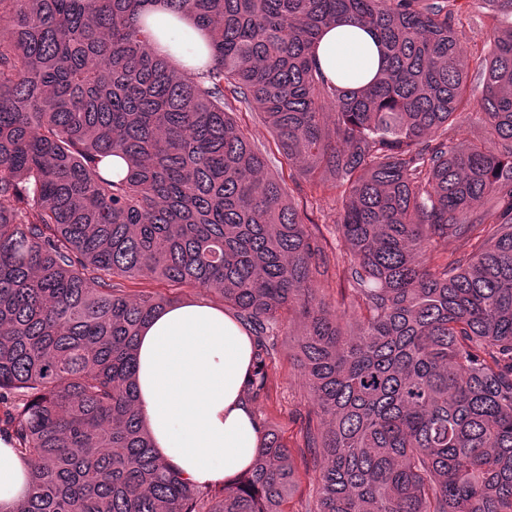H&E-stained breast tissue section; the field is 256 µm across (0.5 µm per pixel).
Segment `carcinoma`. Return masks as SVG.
<instances>
[{
	"mask_svg": "<svg viewBox=\"0 0 512 512\" xmlns=\"http://www.w3.org/2000/svg\"><path fill=\"white\" fill-rule=\"evenodd\" d=\"M485 9L460 60L465 4ZM208 32L179 71L139 17ZM372 31L386 66L340 90L323 29ZM255 104L279 154L341 201L342 323L330 259L230 116ZM485 134L465 135L466 110ZM122 157L128 175L101 169ZM452 237L466 250L433 253ZM206 288L253 337L245 400L268 397L279 318L296 315L311 512H512V0H0V439L32 466L16 512H284L292 452L230 486L160 460L134 388L141 328ZM319 287L332 314L348 318L354 313L355 307L350 303V299H346L345 303L341 301L340 288H343V285H340L333 270L330 271L326 279L320 277Z\"/></svg>",
	"mask_w": 512,
	"mask_h": 512,
	"instance_id": "1",
	"label": "carcinoma"
}]
</instances>
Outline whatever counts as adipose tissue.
<instances>
[{
	"instance_id": "1",
	"label": "adipose tissue",
	"mask_w": 512,
	"mask_h": 512,
	"mask_svg": "<svg viewBox=\"0 0 512 512\" xmlns=\"http://www.w3.org/2000/svg\"><path fill=\"white\" fill-rule=\"evenodd\" d=\"M151 31L177 64L194 66L189 44L204 45L202 32L171 12L149 16ZM317 60L338 86L356 89L374 78L381 55L366 29L346 21L323 31ZM252 341L233 316L183 302L155 313L136 347L137 404L159 458L190 484L231 483L261 452L263 434L244 398L252 365ZM32 468L0 440V512L26 498Z\"/></svg>"
}]
</instances>
